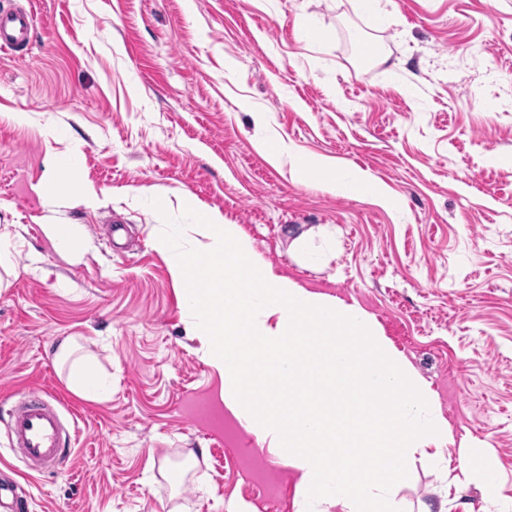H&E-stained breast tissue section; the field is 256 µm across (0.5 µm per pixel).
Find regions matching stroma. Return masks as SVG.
Returning <instances> with one entry per match:
<instances>
[{
  "label": "stroma",
  "mask_w": 512,
  "mask_h": 512,
  "mask_svg": "<svg viewBox=\"0 0 512 512\" xmlns=\"http://www.w3.org/2000/svg\"><path fill=\"white\" fill-rule=\"evenodd\" d=\"M31 5L23 55L0 52V404L25 386L77 426L66 465L38 474L0 411V476L27 512H226L272 456L200 419L218 375L189 336L159 223L191 224L187 192L314 291L356 299L433 390L454 438L493 448L512 497V0H0ZM382 47L379 57L363 46ZM288 152L270 156L254 137ZM25 121H15V114ZM321 156L393 200L299 183ZM79 162L96 205H44L36 188ZM165 192V213L130 190ZM47 224H75L81 255ZM318 256L307 261L297 239ZM76 336L112 381L69 390L51 348ZM184 471L174 485L162 467ZM407 512H437L414 463Z\"/></svg>",
  "instance_id": "stroma-1"
}]
</instances>
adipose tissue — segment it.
<instances>
[{
    "label": "adipose tissue",
    "mask_w": 512,
    "mask_h": 512,
    "mask_svg": "<svg viewBox=\"0 0 512 512\" xmlns=\"http://www.w3.org/2000/svg\"><path fill=\"white\" fill-rule=\"evenodd\" d=\"M295 175L319 177L382 197L362 174L314 157ZM50 200L94 202L96 188L70 165L66 179L40 183ZM197 224H164L153 239L178 290L201 358L221 380V398L241 426L297 478V512H405L399 489L408 465L435 472L443 492L479 489L481 512L502 499L492 448L453 436L433 391L387 340L375 316L357 303L307 290L278 274L220 210L180 196ZM76 337L53 356L79 396L105 400L112 383L81 354Z\"/></svg>",
    "instance_id": "adipose-tissue-1"
}]
</instances>
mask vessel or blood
<instances>
[{
  "label": "vessel or blood",
  "instance_id": "b4317fda",
  "mask_svg": "<svg viewBox=\"0 0 512 512\" xmlns=\"http://www.w3.org/2000/svg\"><path fill=\"white\" fill-rule=\"evenodd\" d=\"M30 12L0 10V49L17 52L29 44L32 29ZM12 447L18 448L34 472L68 462L73 435L65 429L61 410L39 388L16 393L9 409Z\"/></svg>",
  "mask_w": 512,
  "mask_h": 512
}]
</instances>
